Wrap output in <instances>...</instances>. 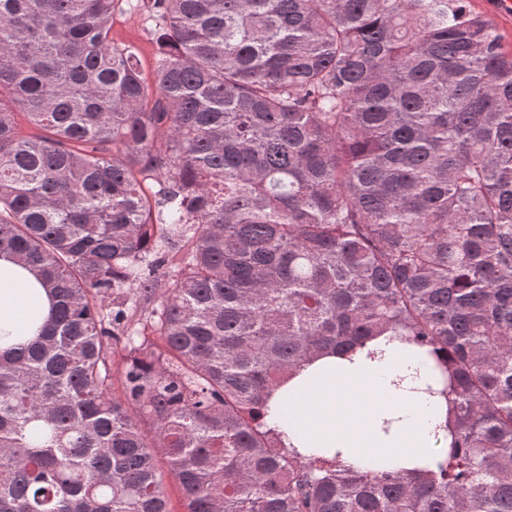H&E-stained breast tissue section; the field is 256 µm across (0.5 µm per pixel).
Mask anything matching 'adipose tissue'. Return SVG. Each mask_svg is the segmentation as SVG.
<instances>
[{
    "label": "adipose tissue",
    "mask_w": 512,
    "mask_h": 512,
    "mask_svg": "<svg viewBox=\"0 0 512 512\" xmlns=\"http://www.w3.org/2000/svg\"><path fill=\"white\" fill-rule=\"evenodd\" d=\"M50 308L32 271L0 256V350L35 336ZM425 351L382 337L353 358L328 353L305 363L270 398L267 421L285 447L413 470L435 466L446 445L448 401L420 393L431 378Z\"/></svg>",
    "instance_id": "1"
}]
</instances>
